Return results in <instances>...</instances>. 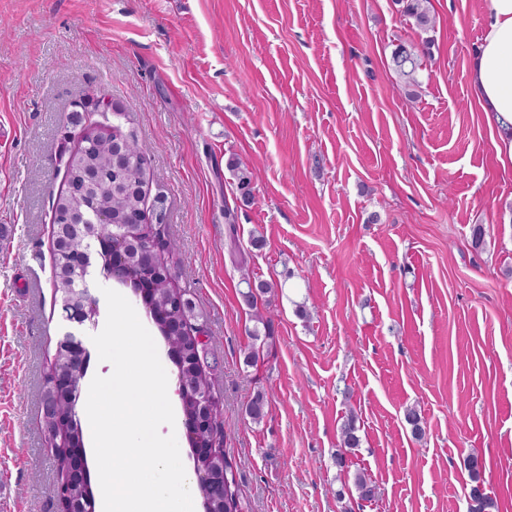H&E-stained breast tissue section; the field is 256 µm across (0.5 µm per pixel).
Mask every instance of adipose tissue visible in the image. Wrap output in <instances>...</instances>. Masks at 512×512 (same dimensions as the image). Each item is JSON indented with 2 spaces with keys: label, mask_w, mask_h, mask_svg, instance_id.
<instances>
[{
  "label": "adipose tissue",
  "mask_w": 512,
  "mask_h": 512,
  "mask_svg": "<svg viewBox=\"0 0 512 512\" xmlns=\"http://www.w3.org/2000/svg\"><path fill=\"white\" fill-rule=\"evenodd\" d=\"M474 99L494 123L498 152L512 159V0H490V16L472 61Z\"/></svg>",
  "instance_id": "adipose-tissue-1"
}]
</instances>
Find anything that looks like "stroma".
Masks as SVG:
<instances>
[{
    "label": "stroma",
    "mask_w": 512,
    "mask_h": 512,
    "mask_svg": "<svg viewBox=\"0 0 512 512\" xmlns=\"http://www.w3.org/2000/svg\"><path fill=\"white\" fill-rule=\"evenodd\" d=\"M430 3L413 97L390 66L419 39L397 0H0V512H57L41 427L64 331L51 197L82 102L126 107L164 196L243 512H469V455L490 512H512V162L469 80L489 2ZM233 241L281 285L253 367ZM351 415L361 443L341 471ZM227 166L234 172L236 191L240 201L246 205L251 204L254 200L252 170L247 165L241 164L235 158L229 159Z\"/></svg>",
    "instance_id": "obj_1"
}]
</instances>
